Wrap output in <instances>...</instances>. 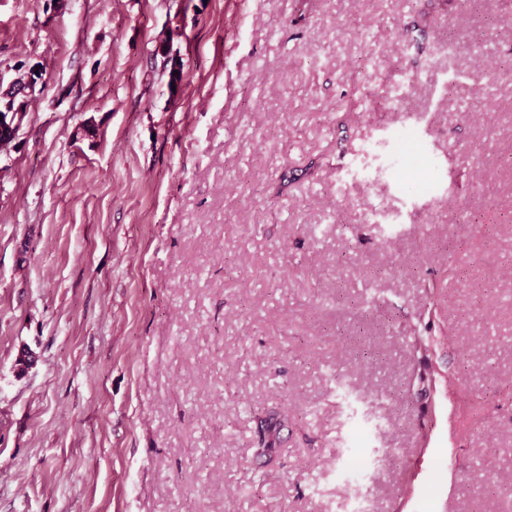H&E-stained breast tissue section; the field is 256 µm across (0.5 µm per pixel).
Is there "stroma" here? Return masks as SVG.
<instances>
[{"label": "stroma", "instance_id": "stroma-1", "mask_svg": "<svg viewBox=\"0 0 512 512\" xmlns=\"http://www.w3.org/2000/svg\"><path fill=\"white\" fill-rule=\"evenodd\" d=\"M503 7L0 0V512H512ZM3 101H1L0 104V114H2V120H0V145L1 148L3 146H7L11 141L15 138V132L16 129L12 130L9 127H4L6 125H9L11 127H14L18 123V119L20 117V114H18L15 117V112H13L11 108V100L14 99V97H7L5 98L3 96ZM15 117V119H14ZM4 127V128H3Z\"/></svg>", "mask_w": 512, "mask_h": 512}]
</instances>
